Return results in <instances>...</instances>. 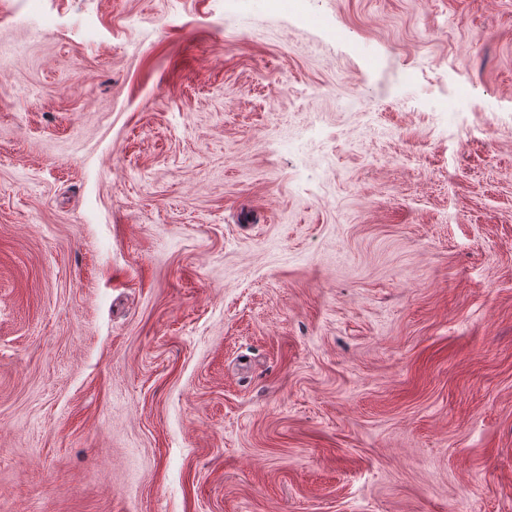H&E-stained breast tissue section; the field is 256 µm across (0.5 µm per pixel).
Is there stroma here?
I'll list each match as a JSON object with an SVG mask.
<instances>
[{"instance_id": "35a3bbf8", "label": "stroma", "mask_w": 512, "mask_h": 512, "mask_svg": "<svg viewBox=\"0 0 512 512\" xmlns=\"http://www.w3.org/2000/svg\"><path fill=\"white\" fill-rule=\"evenodd\" d=\"M314 7L0 0V512H512V0ZM224 8L236 15L263 9L266 12L288 10L294 12L302 22H309L314 18V11L308 0H226Z\"/></svg>"}]
</instances>
